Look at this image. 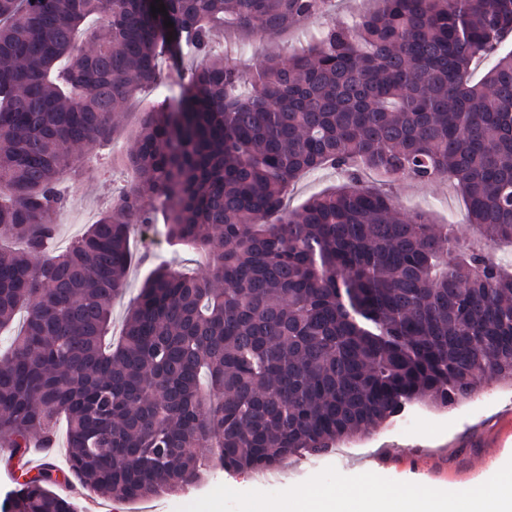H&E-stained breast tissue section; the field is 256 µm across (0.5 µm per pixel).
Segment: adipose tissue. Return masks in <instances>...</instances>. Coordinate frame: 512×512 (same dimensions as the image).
I'll return each instance as SVG.
<instances>
[{
    "label": "adipose tissue",
    "mask_w": 512,
    "mask_h": 512,
    "mask_svg": "<svg viewBox=\"0 0 512 512\" xmlns=\"http://www.w3.org/2000/svg\"><path fill=\"white\" fill-rule=\"evenodd\" d=\"M259 512H512V481L373 495L354 508L342 497L289 487L278 499L262 503Z\"/></svg>",
    "instance_id": "1"
}]
</instances>
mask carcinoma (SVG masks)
<instances>
[{"label": "carcinoma", "mask_w": 512, "mask_h": 512, "mask_svg": "<svg viewBox=\"0 0 512 512\" xmlns=\"http://www.w3.org/2000/svg\"><path fill=\"white\" fill-rule=\"evenodd\" d=\"M0 0V440L12 466L68 424L69 474L120 501L228 471L319 456L427 400L452 407L512 383V0H377L288 59L244 67L212 51L236 27L263 41L327 0ZM174 27L165 26L167 22ZM193 59L145 113L118 164L123 194L65 251L68 182L119 128L116 109ZM346 182L288 212L301 174ZM450 181L471 238L406 215L362 183ZM163 222L205 278L158 263L106 341L126 285L130 226ZM51 468L0 512H77Z\"/></svg>", "instance_id": "1"}]
</instances>
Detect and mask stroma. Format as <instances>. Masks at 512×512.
Wrapping results in <instances>:
<instances>
[{
    "label": "stroma",
    "instance_id": "stroma-1",
    "mask_svg": "<svg viewBox=\"0 0 512 512\" xmlns=\"http://www.w3.org/2000/svg\"><path fill=\"white\" fill-rule=\"evenodd\" d=\"M320 21H312L289 31L279 41L240 45L234 36L220 38L224 49L240 64H250L257 55L270 54L281 58L306 48L310 32L320 28ZM121 176L111 172H86L72 189V204L56 219L59 226L57 247L67 246L82 234L88 224L112 202V191L121 187ZM391 193L402 212H430L437 222L456 225L459 235H467L466 203L455 188L444 181L415 183L405 181L392 187ZM133 252H150L167 260L171 266L185 273L196 270L191 251L170 246L162 225H136L130 235ZM512 404V385L491 383L471 399L450 408L439 410L429 404H416L415 410L423 417L419 431L402 435L386 426L366 434L339 442L332 452L298 460V471L293 484L306 489L321 490L335 495L351 494L363 497L369 494H390L416 491L420 487H439L433 478L436 470L445 471L450 483L477 486L495 482L512 475V447L498 456H489L482 448L458 447V439L489 420L498 410ZM412 455L415 449L430 448L434 455L427 468L415 470L407 465L385 469L378 467L375 457L382 449ZM266 488L256 482L254 474L241 472L229 475L216 471L208 475L202 486L177 495L125 501L102 498V512H256L258 503L270 500Z\"/></svg>",
    "mask_w": 512,
    "mask_h": 512
}]
</instances>
